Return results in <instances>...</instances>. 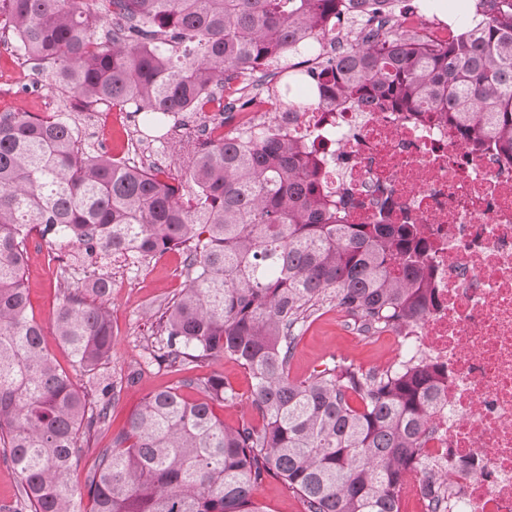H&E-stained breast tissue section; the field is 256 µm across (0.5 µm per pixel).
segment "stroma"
Segmentation results:
<instances>
[{"label": "stroma", "mask_w": 512, "mask_h": 512, "mask_svg": "<svg viewBox=\"0 0 512 512\" xmlns=\"http://www.w3.org/2000/svg\"><path fill=\"white\" fill-rule=\"evenodd\" d=\"M14 112L45 114L64 108L61 96L41 87L34 93H23L17 87L0 85V106ZM74 119L83 130L91 150H105L117 154L127 149L128 139L137 138L134 123L123 128L103 129L91 124L87 113H75ZM29 262L25 284L33 313L48 332L45 336L48 350L62 367H69L70 358L60 346L56 336L50 334L53 313L59 303L57 280L60 261L49 260L45 248L38 242H30ZM168 263L158 265L150 278L138 276L131 263L114 261L109 268L112 277V296L109 308L112 314L114 343L112 358L107 372L114 381L123 382L124 387L112 407V428L96 434L89 452H86L78 469L72 471L70 479L83 484L87 469L93 462V451L107 447L114 431L120 430L131 413L147 394L166 387H181L186 398H199L196 388L184 386V379L218 373L223 375L237 393L235 401L215 406L216 415L226 426L234 427L244 417L250 416L252 380L238 362L228 358H215L202 367L176 371L151 359L146 349L157 331V310L173 301L185 286L182 271L183 254L172 251ZM395 351L382 344L362 341L347 335L336 320L335 309L324 310L322 315L306 324L290 365V374L295 378L307 377L314 368L333 359L346 358L358 365L385 366Z\"/></svg>", "instance_id": "obj_1"}]
</instances>
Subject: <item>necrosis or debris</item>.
I'll return each mask as SVG.
<instances>
[{
    "label": "necrosis or debris",
    "instance_id": "necrosis-or-debris-1",
    "mask_svg": "<svg viewBox=\"0 0 512 512\" xmlns=\"http://www.w3.org/2000/svg\"><path fill=\"white\" fill-rule=\"evenodd\" d=\"M417 38L446 39L430 0L400 18ZM281 123L319 163V187L344 224H415L427 245L433 300L424 323L393 336L396 360L443 370L422 462L401 502L428 512L424 483L449 479L448 512H512V166L472 151L440 112L292 98Z\"/></svg>",
    "mask_w": 512,
    "mask_h": 512
}]
</instances>
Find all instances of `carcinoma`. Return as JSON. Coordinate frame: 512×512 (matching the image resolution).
<instances>
[{
  "label": "carcinoma",
  "instance_id": "1",
  "mask_svg": "<svg viewBox=\"0 0 512 512\" xmlns=\"http://www.w3.org/2000/svg\"><path fill=\"white\" fill-rule=\"evenodd\" d=\"M396 2L0 0V40L47 62L51 87L123 105L161 140L166 120L207 111L216 88L235 99L234 79L299 54L343 17V54L288 86L322 79L330 103L445 112L471 149L488 144L512 161V0H473L445 44L399 24L359 34L372 5ZM181 169L166 177L91 152L69 121L0 113V455L21 475L19 499L0 512H264L254 493L269 479L288 485L303 512H401L441 371L422 360L365 371L340 359L296 379L289 368L298 332L327 307L351 313L365 337L424 320L432 274L417 225L339 223L308 149L266 128L197 139ZM35 228L69 267L98 268L83 288L60 271L53 329L70 372L30 312ZM174 248L189 284L161 312L150 356L177 370L236 360L261 423L224 426L213 406L236 399L224 377L186 379L202 397L170 388L143 398L80 488L70 472L120 393L105 374L107 267Z\"/></svg>",
  "mask_w": 512,
  "mask_h": 512
}]
</instances>
